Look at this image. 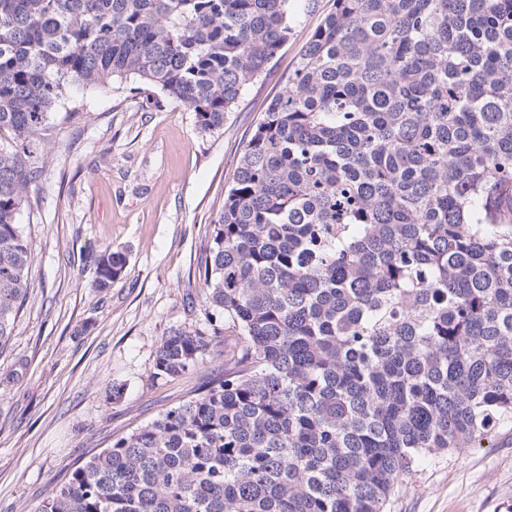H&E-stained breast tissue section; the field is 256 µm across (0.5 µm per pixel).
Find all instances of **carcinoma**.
<instances>
[{
    "label": "carcinoma",
    "mask_w": 512,
    "mask_h": 512,
    "mask_svg": "<svg viewBox=\"0 0 512 512\" xmlns=\"http://www.w3.org/2000/svg\"><path fill=\"white\" fill-rule=\"evenodd\" d=\"M294 2L0 0V354L32 288L27 146L54 106L132 76L219 129ZM333 2L199 260L223 373L34 512H387L423 462L512 425V0ZM125 266L104 249L94 287ZM212 342L166 337L154 377Z\"/></svg>",
    "instance_id": "obj_1"
}]
</instances>
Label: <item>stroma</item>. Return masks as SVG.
<instances>
[{
	"instance_id": "obj_1",
	"label": "stroma",
	"mask_w": 512,
	"mask_h": 512,
	"mask_svg": "<svg viewBox=\"0 0 512 512\" xmlns=\"http://www.w3.org/2000/svg\"><path fill=\"white\" fill-rule=\"evenodd\" d=\"M332 6L299 0L287 43L219 130L201 131L187 107L128 81L67 97L57 114L76 107L84 120L30 144L42 172L22 216L33 288L0 353V512H33L76 465L223 371L220 336L181 375L155 378L153 364L166 336L209 330L197 257L243 145ZM107 246L127 264L102 292L93 257ZM390 512H512V427L492 447L433 456Z\"/></svg>"
}]
</instances>
